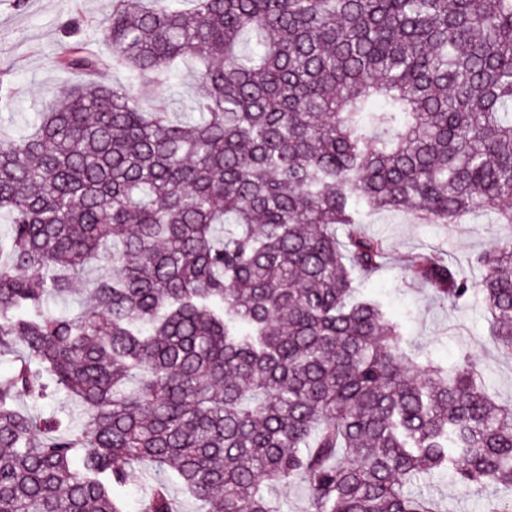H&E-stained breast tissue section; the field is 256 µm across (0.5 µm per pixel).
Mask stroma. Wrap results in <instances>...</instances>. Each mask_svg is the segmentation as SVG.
<instances>
[{
	"mask_svg": "<svg viewBox=\"0 0 512 512\" xmlns=\"http://www.w3.org/2000/svg\"><path fill=\"white\" fill-rule=\"evenodd\" d=\"M111 9L112 0H82L78 5L72 0H25L19 7L14 0H0V72H5L18 92L16 126L31 121L35 108L75 82V75L55 65L70 19L81 20L77 38L91 41L97 22ZM366 229L387 239L390 260L365 286L404 324L413 350L427 352L445 366L469 359L494 400L511 403L512 361L490 342V318L483 304L475 299L459 309L439 305L428 287L405 276L402 264L422 248L440 250L464 264L496 241L512 236V228L504 224L490 228L482 217L459 224H419L400 212L371 215ZM420 488L441 504L443 512H488L491 500L508 497L496 486L488 487L482 496L472 495L446 476L423 481Z\"/></svg>",
	"mask_w": 512,
	"mask_h": 512,
	"instance_id": "35a3bbf8",
	"label": "stroma"
}]
</instances>
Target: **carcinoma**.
Instances as JSON below:
<instances>
[{"mask_svg": "<svg viewBox=\"0 0 512 512\" xmlns=\"http://www.w3.org/2000/svg\"><path fill=\"white\" fill-rule=\"evenodd\" d=\"M163 2L112 0L106 57L62 42L93 80L27 134L0 79V512H122L137 465L141 512H175L167 471L216 512H281L295 480L310 512H436L413 485L444 470L511 490L512 408L409 356L358 284L389 259L376 211L512 225V0ZM182 68L198 119L161 98ZM471 263L405 270L478 296L512 360V239ZM91 264V303L51 314ZM49 386L78 424L15 407Z\"/></svg>", "mask_w": 512, "mask_h": 512, "instance_id": "carcinoma-1", "label": "carcinoma"}]
</instances>
